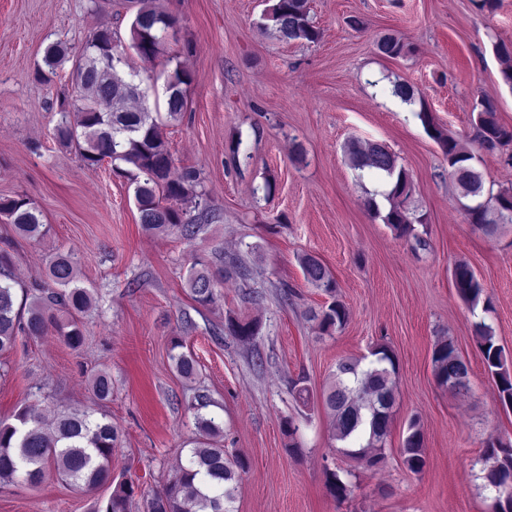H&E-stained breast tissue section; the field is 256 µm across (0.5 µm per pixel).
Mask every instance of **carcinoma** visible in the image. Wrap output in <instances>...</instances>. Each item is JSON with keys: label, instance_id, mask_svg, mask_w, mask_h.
I'll return each mask as SVG.
<instances>
[{"label": "carcinoma", "instance_id": "carcinoma-1", "mask_svg": "<svg viewBox=\"0 0 512 512\" xmlns=\"http://www.w3.org/2000/svg\"><path fill=\"white\" fill-rule=\"evenodd\" d=\"M309 0H275L261 17L260 28L285 43L315 42L320 31L310 18ZM179 20L154 6H142L129 29V45L105 27L97 30L73 57L59 44L50 45L44 56L48 70L40 72L45 81L57 76V70L72 59L69 80L70 98L60 102L61 120L55 128L59 142L70 145L88 167L112 164V171L134 185V198L142 230L149 234L180 232L188 240L204 230L208 207L190 215L181 207L193 192L197 174L185 171L173 173L174 156L168 146L164 124L153 116L148 104L150 86L134 80L129 51L142 59L157 57L169 38L176 37ZM378 52L396 58L410 48L395 36H385L377 42ZM502 59L503 82L512 87V45L495 44ZM193 82L190 71L176 66L166 79L167 120L177 121L187 106V90ZM392 94L407 105L416 103L412 85L395 81ZM430 137L440 146L448 173L456 177L460 187L462 210L474 229L493 235L500 225L512 224V190L485 188L482 175L470 176L476 155L462 152L456 138L438 125L431 112L421 107L418 113ZM473 141L477 151H493L512 143V127L500 123L495 104L479 102ZM345 153L351 167L367 171L390 185L383 191L366 193L364 207L400 237H413L420 247L426 241L415 233V225L424 223L422 216L410 207L411 181L406 170L383 144H362L350 141ZM382 196L388 203L381 212L375 201ZM12 224L17 235L25 238L43 237L48 233L43 214L28 197L0 198V218ZM306 280L330 297L319 311H310L309 318L318 323L323 334L344 328L349 310L336 297L337 283L331 270L318 257H299ZM11 254L0 250V356L11 352L18 336L37 338L52 330L69 347L84 343L80 316L92 305L89 289L78 285L71 256H54L47 268L48 279L57 290L42 297L18 295L11 277ZM452 279L461 300L475 309L482 307L486 315L494 312L489 300L482 299L483 288L466 262L455 263ZM187 288L194 302L203 307L216 305L221 294L216 290V274L208 268L190 269ZM227 335L249 342L258 334L254 320L228 317L224 325ZM475 337L483 355L488 374L495 382L499 403L512 409V371L503 349L496 344L492 326L481 319L474 325ZM176 342L170 355L177 372L186 379L194 377L197 361L191 353L178 351ZM366 357H346L336 364L334 380L323 393V403L332 417L334 439L346 449L347 456L376 467L383 461L385 447L396 405V365L389 350L380 346ZM434 374L439 383L453 394L470 389L468 363L457 352L449 337L440 338L433 352ZM96 397L105 401L112 396V377L99 371L91 377ZM196 436L191 441L186 462L155 492L149 502V512H233L237 485L247 462L229 457L224 451L223 428L215 418L195 414ZM119 432L107 415L76 412L67 408L53 409L51 430L36 404H25L14 414L13 422L0 420V485L23 482L39 486L48 470L58 480L76 488H92L114 482L112 451ZM404 462L413 471L425 465L424 436L420 424L413 419L407 427L403 444ZM485 486L495 491L498 512H512V500H503L504 485L512 482V443L501 440L486 442L483 450ZM141 494L139 487L129 482L116 484L111 496L98 512H130L132 503Z\"/></svg>", "mask_w": 512, "mask_h": 512}]
</instances>
